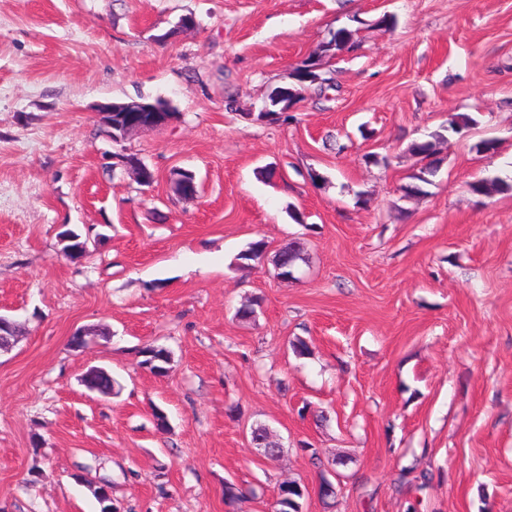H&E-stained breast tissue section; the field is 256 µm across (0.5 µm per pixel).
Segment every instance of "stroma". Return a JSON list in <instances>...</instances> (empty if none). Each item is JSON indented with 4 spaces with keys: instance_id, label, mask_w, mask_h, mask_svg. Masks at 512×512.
I'll use <instances>...</instances> for the list:
<instances>
[{
    "instance_id": "1",
    "label": "stroma",
    "mask_w": 512,
    "mask_h": 512,
    "mask_svg": "<svg viewBox=\"0 0 512 512\" xmlns=\"http://www.w3.org/2000/svg\"><path fill=\"white\" fill-rule=\"evenodd\" d=\"M342 27L357 46L292 122L253 120ZM139 98L175 121L113 142L99 104ZM455 114L473 125L403 197L411 143ZM117 153L153 186L107 171ZM511 173L512 0H0V314L20 326L0 354V512H100L104 483L116 512H271L288 479L304 512H512V191L468 188ZM67 229L86 258L64 255ZM260 239L268 255L238 266ZM291 239L306 261L284 279L272 254ZM79 328L95 335L74 351ZM149 344L168 373L143 366ZM92 367L117 394L84 387ZM257 422L279 459L251 444Z\"/></svg>"
}]
</instances>
